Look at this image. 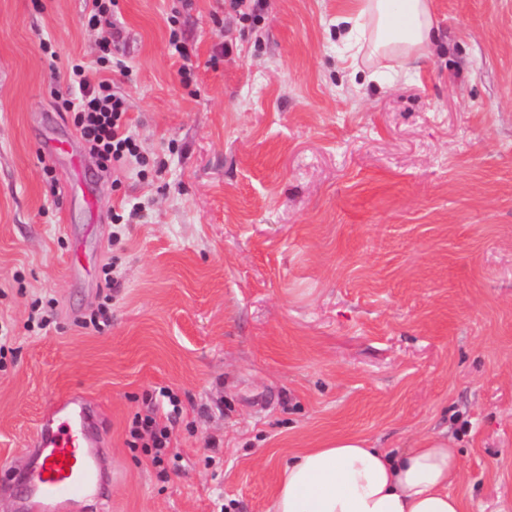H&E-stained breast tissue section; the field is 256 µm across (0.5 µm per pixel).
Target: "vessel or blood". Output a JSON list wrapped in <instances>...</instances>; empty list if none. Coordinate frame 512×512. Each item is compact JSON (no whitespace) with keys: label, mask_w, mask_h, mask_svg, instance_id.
<instances>
[{"label":"vessel or blood","mask_w":512,"mask_h":512,"mask_svg":"<svg viewBox=\"0 0 512 512\" xmlns=\"http://www.w3.org/2000/svg\"><path fill=\"white\" fill-rule=\"evenodd\" d=\"M97 404L79 392L58 396L45 408L17 475V512H73L102 499L110 453L100 434Z\"/></svg>","instance_id":"b4317fda"}]
</instances>
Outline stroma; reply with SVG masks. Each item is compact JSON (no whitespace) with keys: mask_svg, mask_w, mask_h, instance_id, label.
Masks as SVG:
<instances>
[{"mask_svg":"<svg viewBox=\"0 0 512 512\" xmlns=\"http://www.w3.org/2000/svg\"><path fill=\"white\" fill-rule=\"evenodd\" d=\"M344 2L119 0L113 80L146 164L112 173L59 108L68 61L98 55L85 0H0V464L74 388L112 442L108 508L78 512H269L297 449L441 431L463 512H512V0H433L418 72L346 60ZM158 387L183 409L163 473L128 446Z\"/></svg>","mask_w":512,"mask_h":512,"instance_id":"35a3bbf8","label":"stroma"}]
</instances>
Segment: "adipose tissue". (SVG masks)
Segmentation results:
<instances>
[{"instance_id": "adipose-tissue-1", "label": "adipose tissue", "mask_w": 512, "mask_h": 512, "mask_svg": "<svg viewBox=\"0 0 512 512\" xmlns=\"http://www.w3.org/2000/svg\"><path fill=\"white\" fill-rule=\"evenodd\" d=\"M335 24L355 58L367 51L418 62L437 36L431 0H347ZM459 467L458 449L438 435L397 455L339 436L290 457L272 512H463L449 490Z\"/></svg>"}]
</instances>
